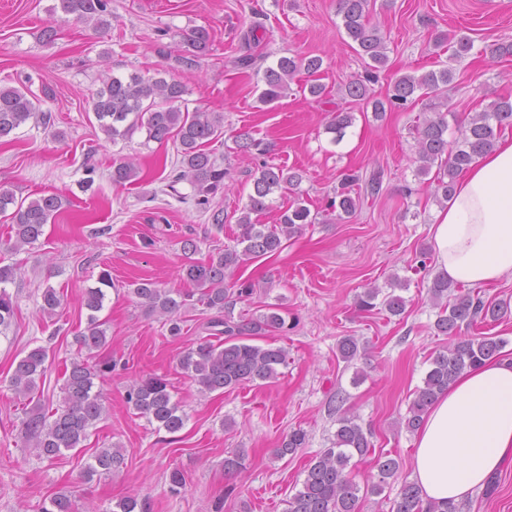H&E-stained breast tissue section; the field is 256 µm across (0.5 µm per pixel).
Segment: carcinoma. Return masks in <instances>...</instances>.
Here are the masks:
<instances>
[{"label":"carcinoma","mask_w":512,"mask_h":512,"mask_svg":"<svg viewBox=\"0 0 512 512\" xmlns=\"http://www.w3.org/2000/svg\"><path fill=\"white\" fill-rule=\"evenodd\" d=\"M109 0H60L61 11L78 22L93 25L106 31L110 29ZM338 13L346 35L357 44V52L370 60L364 73L352 77L345 84L346 95L371 106L376 121L385 119L392 111H406L422 97H439L454 80L453 69L444 67L421 75L403 74L392 84L386 99H374L370 85L378 82L380 73L388 61L387 47L379 29L370 22L368 0H337ZM186 43L192 54L183 62L192 66L211 51V36L204 27L190 30ZM323 65L322 58L299 57L290 52L277 58L276 62L262 69L260 81L263 88L260 102L273 103L288 94L290 83L305 71L310 79L302 90L312 98L325 94V86L313 76ZM186 94L185 86L164 77L145 78L136 73L127 78L107 74L102 86L92 96V108L100 130L107 139H127L137 131L146 134V141L159 144L174 141L180 145L179 165L169 174V187L186 181L196 194V204L208 210L216 194L224 191L227 171L221 168L207 146L219 140L224 130V115L207 112L201 108H181ZM38 106L21 89L0 87V139L8 137L37 117ZM354 114L333 112L326 130L334 134L333 141L343 139L345 129L352 125ZM512 129V98L500 97L484 110L468 118L462 138L448 140V113L433 112L416 126L417 152L415 163L418 179L434 174L435 192L443 200L453 193L459 173L473 160L491 151L500 134ZM234 144L239 153L253 158L264 156L269 147L255 139L248 131L234 135ZM137 167L130 159L113 165L112 183L126 185L136 181ZM305 179V172L298 168L270 164L263 160L253 173V189L236 219V245L226 246L212 253L208 260L193 263L184 268V280L193 287L191 292L161 288L148 280L135 284L131 289L139 303L150 314H158L168 323L172 337L181 335V311L191 297H197L208 309L224 314L210 324L220 328L224 338L218 343L204 341L187 349L179 359V366L189 379L199 386L200 392H224L248 383H271L278 377V366L286 363L287 351L270 344L253 343L257 336L269 332H286V318L275 310L257 316L234 317L235 305L251 294V285L236 280L227 281L239 266L249 260L268 257L279 252L283 241L293 237L302 226L312 223L310 210L295 197L280 215V224L271 229L258 222L257 216L273 207V195L277 191L296 190ZM361 175L354 171L342 174L335 189L331 207L338 210V219L355 214L360 205L357 186ZM14 206L12 230L15 240L8 246L17 252L24 245H32L44 234V227L62 208V198L55 194L43 195L27 203L19 202L8 188L0 187V213ZM15 265H0V336L6 335L15 314L16 302L6 285L17 276ZM112 287L111 272L103 269L97 285L85 289L81 305L88 311L85 328L75 336L78 351L85 357L71 362L65 371L62 397L56 406L36 405L25 411L22 420V439L26 448H32L44 459H54L63 452L80 447L89 435V430L105 414L101 392L94 390L95 379L112 372L115 364L98 358V352L107 343L106 321L99 317L104 309L107 289ZM393 291L382 293L375 285L357 295L356 304L363 311L377 306L392 316L405 312L406 300L394 289H403L406 284L394 279L390 283ZM430 299L438 308L435 330L448 337V346L432 359L423 385L416 389L407 415L402 420L411 433L418 430L429 407L436 397L448 389V385L465 369L500 354L505 340L494 337L470 338L461 334L462 328H471L489 320L498 321L508 313L504 303H493L471 293H454L452 283L443 276L433 278L429 288ZM62 304L61 295L51 286L43 289L40 311L51 316ZM365 349L357 338L345 336L339 340L337 350L341 359L351 362ZM46 351L41 347L31 349L15 365L9 379V388L16 398L27 399L38 389V381L45 378ZM346 398L336 394V432L332 446L322 451L305 470L301 489L286 501L285 512H360L359 503L367 495L381 494L389 479L399 470L397 459L386 456L377 460V480L364 486L354 480L351 460L363 457L371 448L369 433L357 419L343 410ZM126 403L137 414L158 427L174 434L181 431L187 416L173 400L168 382L161 377L140 378L130 384L126 391ZM307 434L296 429L284 437L275 458L294 455L305 447ZM124 462L122 450L105 447L93 456L87 467L92 476L103 470L107 473L119 468ZM248 454L240 448L224 458V473L233 478L247 468ZM39 512H75L71 497L58 493L49 503L42 504ZM391 512H460L455 503L437 504L422 499L418 487L404 482L392 501Z\"/></svg>","instance_id":"cac0c4a2"}]
</instances>
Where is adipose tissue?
Listing matches in <instances>:
<instances>
[{
    "instance_id": "ef3b65f1",
    "label": "adipose tissue",
    "mask_w": 512,
    "mask_h": 512,
    "mask_svg": "<svg viewBox=\"0 0 512 512\" xmlns=\"http://www.w3.org/2000/svg\"><path fill=\"white\" fill-rule=\"evenodd\" d=\"M436 268L472 287L512 278V138L458 177L430 227ZM412 479L425 498L458 501L512 465V357L463 372L415 436Z\"/></svg>"
}]
</instances>
